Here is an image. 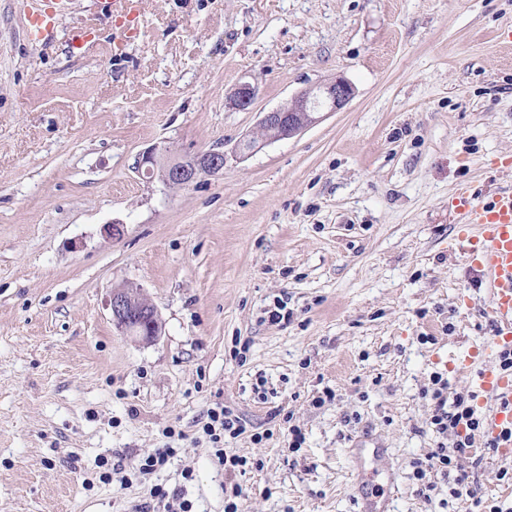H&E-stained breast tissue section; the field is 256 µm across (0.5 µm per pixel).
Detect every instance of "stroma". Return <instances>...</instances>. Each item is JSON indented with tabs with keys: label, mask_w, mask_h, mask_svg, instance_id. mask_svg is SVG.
Here are the masks:
<instances>
[{
	"label": "stroma",
	"mask_w": 512,
	"mask_h": 512,
	"mask_svg": "<svg viewBox=\"0 0 512 512\" xmlns=\"http://www.w3.org/2000/svg\"><path fill=\"white\" fill-rule=\"evenodd\" d=\"M511 31L512 0H142L107 21L71 0L34 41L0 0V512H158L157 484L224 512L231 481L242 512H356L364 437L388 450L391 512H465L435 468L419 497L413 464L442 440L431 374L476 392L455 358L494 339L486 282L448 243L458 185L512 189ZM339 77L342 110L236 154ZM156 145L224 150V173L146 182ZM122 286L156 308L155 341L113 327ZM218 404L245 426L231 475L199 431ZM161 448L155 473L102 481ZM463 464L512 507V460Z\"/></svg>",
	"instance_id": "1"
}]
</instances>
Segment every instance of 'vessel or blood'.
I'll use <instances>...</instances> for the list:
<instances>
[{
	"label": "vessel or blood",
	"instance_id": "obj_1",
	"mask_svg": "<svg viewBox=\"0 0 512 512\" xmlns=\"http://www.w3.org/2000/svg\"><path fill=\"white\" fill-rule=\"evenodd\" d=\"M67 6V0H34L25 15L26 30L33 40L51 32ZM454 204L465 229L450 243L470 270L485 278L489 288V314L497 327L496 337L485 347L458 357L463 368L475 369L479 392L496 397L498 404L481 420L486 440L497 443L498 453L512 456V370L503 369V354H512V190L478 198L470 186L459 187ZM359 472L368 464L382 462L385 450L359 442L351 449Z\"/></svg>",
	"mask_w": 512,
	"mask_h": 512
}]
</instances>
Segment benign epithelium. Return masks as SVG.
Listing matches in <instances>:
<instances>
[{
	"label": "benign epithelium",
	"mask_w": 512,
	"mask_h": 512,
	"mask_svg": "<svg viewBox=\"0 0 512 512\" xmlns=\"http://www.w3.org/2000/svg\"><path fill=\"white\" fill-rule=\"evenodd\" d=\"M353 95V86L343 78L306 87L297 92L288 105L263 113L259 134L241 141L237 153L246 157L269 142L294 137L318 123L323 114L343 109ZM255 97L256 89L242 84L234 92L233 105L239 110H247ZM225 162L226 155L222 150L210 149L173 158L167 148L156 146L138 158L136 169L150 181L158 179L170 187H188L203 176L223 174ZM109 306L112 323L118 332L139 336L148 342L160 335L161 321L157 310L138 291L113 289Z\"/></svg>",
	"instance_id": "7a95c632"
}]
</instances>
